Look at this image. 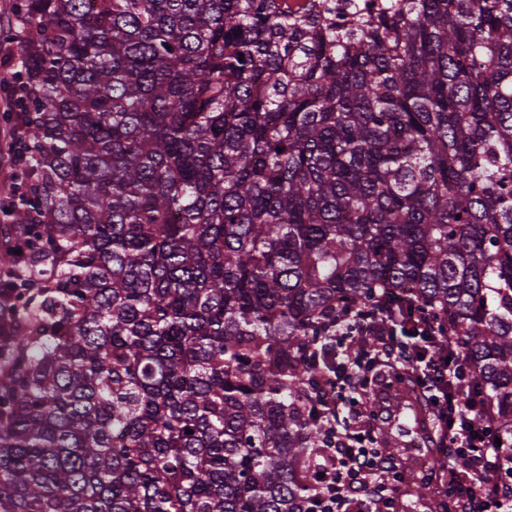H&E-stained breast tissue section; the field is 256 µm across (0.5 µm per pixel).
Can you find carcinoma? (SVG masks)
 I'll use <instances>...</instances> for the list:
<instances>
[{"label":"carcinoma","instance_id":"obj_1","mask_svg":"<svg viewBox=\"0 0 512 512\" xmlns=\"http://www.w3.org/2000/svg\"><path fill=\"white\" fill-rule=\"evenodd\" d=\"M344 2L17 8L0 512H315L309 359L382 295L512 460V0Z\"/></svg>","mask_w":512,"mask_h":512}]
</instances>
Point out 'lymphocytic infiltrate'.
I'll return each instance as SVG.
<instances>
[{
	"label": "lymphocytic infiltrate",
	"instance_id": "f902f5d3",
	"mask_svg": "<svg viewBox=\"0 0 512 512\" xmlns=\"http://www.w3.org/2000/svg\"><path fill=\"white\" fill-rule=\"evenodd\" d=\"M338 323L334 344L350 356L321 393L327 417L338 414L345 389L361 388L364 367L351 350L358 335L378 329L375 355L401 357L414 374L435 411L452 468L478 512H512V496L504 495L495 481L505 468L495 444L496 429L485 408L465 400L462 386L469 368L460 358L450 357L448 338L438 321L425 311L404 318L379 297L366 309L340 313ZM371 428V421H358L354 433L337 435L329 455L317 464V512H391L394 493L406 476L378 449L361 445Z\"/></svg>",
	"mask_w": 512,
	"mask_h": 512
}]
</instances>
